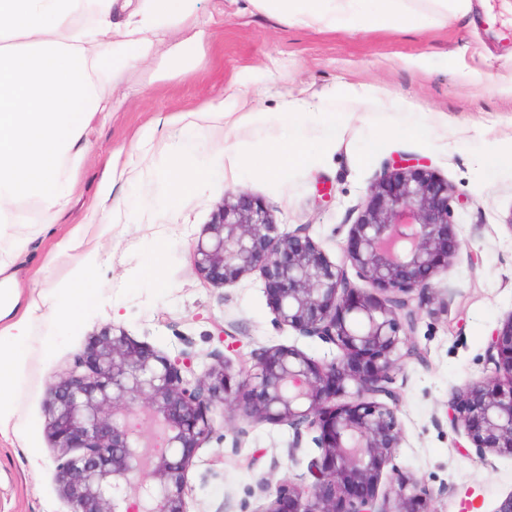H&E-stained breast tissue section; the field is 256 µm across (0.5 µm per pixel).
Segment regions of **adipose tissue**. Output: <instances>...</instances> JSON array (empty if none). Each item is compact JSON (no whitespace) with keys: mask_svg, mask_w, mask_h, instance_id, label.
Instances as JSON below:
<instances>
[{"mask_svg":"<svg viewBox=\"0 0 512 512\" xmlns=\"http://www.w3.org/2000/svg\"><path fill=\"white\" fill-rule=\"evenodd\" d=\"M200 0H0V224H17L27 198L52 217L70 201L81 143L98 113L119 105L113 86L156 51L158 42L196 25ZM254 8L302 28L439 26L466 18L472 0H251ZM81 251L64 290L75 317L85 282L101 266L83 227L57 245ZM46 294L0 299V427L15 417L10 392L24 374L32 322Z\"/></svg>","mask_w":512,"mask_h":512,"instance_id":"obj_1","label":"adipose tissue"}]
</instances>
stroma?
I'll return each instance as SVG.
<instances>
[{
	"mask_svg": "<svg viewBox=\"0 0 512 512\" xmlns=\"http://www.w3.org/2000/svg\"><path fill=\"white\" fill-rule=\"evenodd\" d=\"M201 11L209 22L196 69L155 79L162 44L120 78L114 94L123 103L89 126L71 200L49 230H40V208L27 199L18 205L25 223L0 230L4 240L24 239L0 256L12 258L27 295L69 279L81 254L55 250L77 225L103 260L80 316L62 322L48 312L33 324L13 396V434L0 437V512H70L46 432V390L103 327L124 328L171 356L194 355L202 370L220 355L247 367L277 345L333 357L334 347L277 322L259 272L228 286L207 284L193 248L225 194L245 193L282 229L305 230L340 263L368 187L386 161L400 158L418 159L448 181L460 247L432 280L433 288L452 290L447 314L423 316L412 336L423 360L403 361L394 373L403 439L380 487L388 489L398 469L433 491L436 512H496L512 495V457L468 447L463 429L448 421V402L483 376L487 342L512 313V93L505 90L512 10L487 0L467 23L359 31L291 27L248 0H202ZM417 54L426 56L425 68L405 64ZM246 77L248 108L271 119L225 129L209 107ZM347 83L365 88V97H341ZM292 97L335 113V148L324 150L311 114L277 119ZM275 139L299 141L305 160L268 176L224 158L225 148ZM174 143L187 146V163L205 179L170 204L165 169ZM104 224L111 227L105 234ZM316 436L225 419L188 470L190 512H260L270 486L306 477L319 454Z\"/></svg>",
	"mask_w": 512,
	"mask_h": 512,
	"instance_id": "35a3bbf8",
	"label": "stroma"
}]
</instances>
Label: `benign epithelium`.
Segmentation results:
<instances>
[{
  "label": "benign epithelium",
  "instance_id": "7a95c632",
  "mask_svg": "<svg viewBox=\"0 0 512 512\" xmlns=\"http://www.w3.org/2000/svg\"><path fill=\"white\" fill-rule=\"evenodd\" d=\"M452 200L428 167L392 162L368 188L336 265L307 233L280 230L261 201L224 199L194 248L201 278L226 286L260 271L276 320L338 355L316 360L271 347L234 383L226 360L198 374L185 353L171 357L103 328L47 387L56 480L72 512H189L188 468L226 409L319 431L313 481L280 482L260 512H435L433 492L398 473L377 501L403 438L393 371L421 358L410 336L422 315L448 313L443 299L428 304L432 278L459 245ZM484 362L485 375L449 401L448 418L477 450L512 456V312ZM136 403L161 427L162 449L130 425Z\"/></svg>",
  "mask_w": 512,
  "mask_h": 512
}]
</instances>
